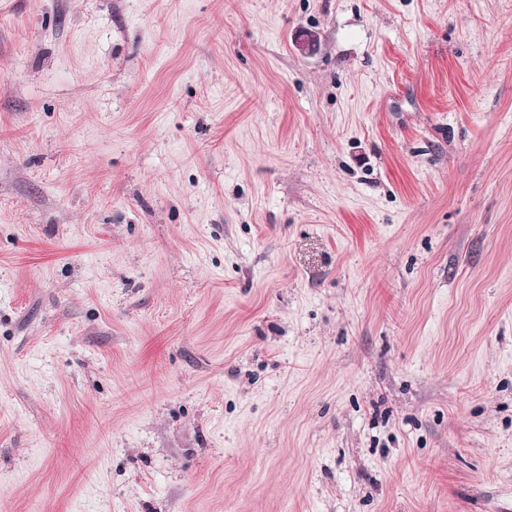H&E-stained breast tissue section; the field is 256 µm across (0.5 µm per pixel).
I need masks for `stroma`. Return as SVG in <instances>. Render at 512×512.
I'll use <instances>...</instances> for the list:
<instances>
[{
    "label": "stroma",
    "instance_id": "1",
    "mask_svg": "<svg viewBox=\"0 0 512 512\" xmlns=\"http://www.w3.org/2000/svg\"><path fill=\"white\" fill-rule=\"evenodd\" d=\"M0 512H512V0H0Z\"/></svg>",
    "mask_w": 512,
    "mask_h": 512
}]
</instances>
